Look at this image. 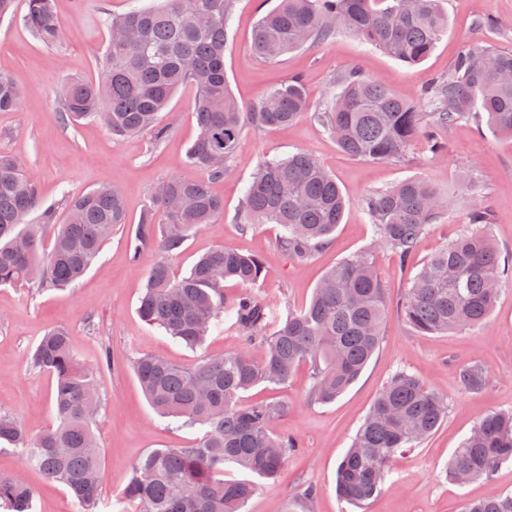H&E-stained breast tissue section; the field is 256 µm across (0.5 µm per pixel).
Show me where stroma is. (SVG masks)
Returning a JSON list of instances; mask_svg holds the SVG:
<instances>
[{"label": "stroma", "mask_w": 512, "mask_h": 512, "mask_svg": "<svg viewBox=\"0 0 512 512\" xmlns=\"http://www.w3.org/2000/svg\"><path fill=\"white\" fill-rule=\"evenodd\" d=\"M151 2L56 0L62 39L54 46L43 44L18 24L16 17L25 12L26 0H15L14 16L0 17V74L10 77L22 94L19 108L0 112V152L16 158L34 180L41 206L58 207L65 196L111 184L123 191L128 225L133 228L161 182L201 178V171L186 158L198 135L193 117L197 91L192 84L180 86L161 112L160 123L169 134L159 143L147 134L116 136L102 124L83 120L73 125L59 117L58 87L71 79L95 80L100 75L109 42L108 30L98 22L101 13L121 15ZM276 4L277 0H237L230 22L224 72L246 109L258 104L271 87L294 76L302 79L313 112L323 109L336 77L351 69L412 100L432 78L448 73L471 43L512 51V0H445L448 31L420 64H403L344 31L324 44L266 62L252 55L251 34L261 15ZM484 16L495 18L497 27L476 28L475 20ZM441 137L448 145L445 157H433L419 140L404 160L376 163L343 152L312 115L286 128L247 129L233 174L212 186L224 200L223 218L190 237L173 259L174 272L180 275L215 247L260 255L267 276L254 292L284 312L308 304L327 269L370 246L372 228L360 208L368 193L410 177L445 191L467 174L481 188L478 197L460 199L452 206L408 260H399L386 249L375 251L389 311L378 349L346 393L329 404L311 400V368L305 364L286 386L258 385L243 394L246 402H283L287 410L273 421L272 430L298 442L273 481L225 466V478H248L255 486L243 512H462L468 501L512 493V462L502 464L489 481L459 485L446 476L449 459L476 422L487 412L512 410V277L504 279L489 321L462 333L417 334L398 309L410 279L468 227L474 208L490 211L486 230L503 260L512 259V139L474 122L455 125L442 131ZM301 150L312 154L335 178L350 204L333 241L309 260L297 262L280 248L278 225L244 231L235 217L259 161ZM155 260V253L148 252L139 263H132L127 233L122 230L112 236L74 288L0 287V413L18 417L30 436L56 423L55 381L31 362L44 333L54 327L67 329L85 364H97L105 353L110 356L109 366L99 375L100 408L93 423L104 473L102 512H119L130 468L140 456L158 448L190 446L199 435L198 429L178 427L154 412L134 372V360L155 354L192 366L204 357L231 354L243 346L239 335L221 330L209 336L202 348L190 349L145 324L137 307ZM474 364L486 373L483 388L475 392L466 390L457 378L461 368ZM403 369L446 395L447 416L428 440L398 454L388 467L383 493L355 507L336 495V466L386 381ZM0 473L18 476L33 489L34 512H77L65 487L24 467L19 449L0 447ZM309 486L316 487L317 494L306 502L300 495Z\"/></svg>", "instance_id": "obj_1"}]
</instances>
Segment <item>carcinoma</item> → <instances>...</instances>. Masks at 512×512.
Here are the masks:
<instances>
[{
	"instance_id": "carcinoma-1",
	"label": "carcinoma",
	"mask_w": 512,
	"mask_h": 512,
	"mask_svg": "<svg viewBox=\"0 0 512 512\" xmlns=\"http://www.w3.org/2000/svg\"><path fill=\"white\" fill-rule=\"evenodd\" d=\"M236 0H162L99 22L111 31L95 83L72 80L58 91L62 119L104 123L112 134L168 133L159 114L183 83L199 96L194 117L199 133L187 158L205 178H171L156 190L127 240L130 259L158 255L149 270L138 314L189 348L227 325L247 347L184 367L153 354L136 358L134 370L152 408L182 427H198L196 443L155 449L131 467L123 498L136 512H241L254 492L245 480L224 479L234 464L262 478H275L294 439L272 432L282 403L241 404V395L261 384H288L304 362L314 368L310 395L319 403L341 396L377 350L388 314L386 288L367 249L328 270L308 305L282 314L257 296H224V283L253 286L265 279L261 257L229 247L214 248L184 275L169 260L205 225L224 217V200L210 190L232 168L247 129L286 128L308 114L302 80L293 77L256 106L244 110L224 77V50ZM19 22L46 45L62 36L55 0H27ZM348 31L407 65L423 62L448 31L443 0H280L255 25L251 50L273 62L290 52ZM512 52L481 44L465 48L453 69L421 87L413 101L355 70L340 76L323 112L314 113L347 154L373 162L403 158L422 136L435 157L446 147L436 131L460 121L486 119L495 133L512 138ZM12 79L0 75V112L20 105ZM453 202L430 182L407 178L368 194L361 203L374 243L406 260L429 226ZM39 205L35 183L13 157L0 153V287L40 290L74 287L97 260L112 234L126 223L121 189L101 185L64 200L57 219L48 207L41 223L24 218ZM348 201L335 179L310 154L261 160L246 190L237 223L277 224L280 246L303 262L329 244ZM52 245L42 251L46 227ZM508 275L501 255L479 230L463 233L432 255L411 279L400 304L404 322L422 335H444L486 322L499 286ZM265 350L256 363L249 346ZM35 368L56 379L57 425L30 437L21 421L0 413V445L23 451V464L65 486L77 512H99L102 471L92 424L98 413L97 374L104 368L79 363L68 334L48 331L32 355ZM462 386L482 388L478 367L460 371ZM445 397L413 374L398 371L381 389L336 471V493L362 506L385 490L386 468L397 454L427 440L447 415ZM512 459V413L489 412L474 425L448 462V479H491ZM33 491L19 477L0 475V512H32ZM464 512H512V494L471 501Z\"/></svg>"
}]
</instances>
